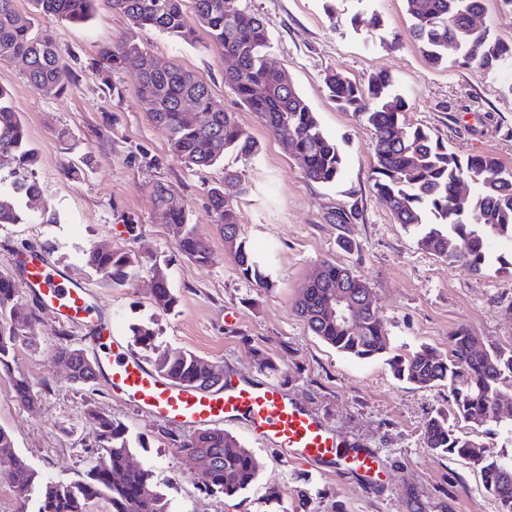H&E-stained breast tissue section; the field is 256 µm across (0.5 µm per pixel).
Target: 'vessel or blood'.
Masks as SVG:
<instances>
[{"label":"vessel or blood","instance_id":"1","mask_svg":"<svg viewBox=\"0 0 512 512\" xmlns=\"http://www.w3.org/2000/svg\"><path fill=\"white\" fill-rule=\"evenodd\" d=\"M11 277L14 285L29 289L57 318L96 324L98 340L106 350L103 370L112 390L138 409L196 429L241 421L286 458L352 473L369 485L385 480L388 470L376 451L338 436L281 387L228 374L223 388L200 390L157 374L113 336L111 323H100L85 287L46 256H20Z\"/></svg>","mask_w":512,"mask_h":512}]
</instances>
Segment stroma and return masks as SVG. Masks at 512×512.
Segmentation results:
<instances>
[{
	"label": "stroma",
	"mask_w": 512,
	"mask_h": 512,
	"mask_svg": "<svg viewBox=\"0 0 512 512\" xmlns=\"http://www.w3.org/2000/svg\"><path fill=\"white\" fill-rule=\"evenodd\" d=\"M238 8L261 17L272 40L270 62L287 69L297 90L339 146L344 170L331 185L307 181L302 163L286 153L253 112L224 84L226 63L207 36L187 44L155 29L131 27L97 0L92 19L72 25L52 17L38 20L52 32L76 73L66 94L47 97L32 87L17 63L0 59V86L20 112L39 161L41 209L54 224L32 221L0 226V272L13 256L53 243V263L85 285L112 328L132 343V327L155 329L157 344L172 353L190 351L239 377L283 385L322 417L337 435L376 449L390 481L369 488L348 474L323 473L283 458L239 422L226 431L251 448L258 479L243 495L227 499L199 490V463L174 448L170 426L112 393L105 380L75 385L64 363L54 361L58 342L49 312L26 326L16 348L15 367L38 394L30 407L18 403L0 378V428L15 450L46 477L79 479L94 460L88 407L144 436L131 460L150 469L171 512H498L480 475L455 456L427 448L422 426L432 411L450 410L444 386L419 388L395 379L380 359L345 356L313 336L294 308L302 285L322 261L336 262L365 277L390 338L392 353L407 356L426 345L449 353L458 326H468L484 344L512 347V267L493 264L481 273L451 266L395 224L371 180L373 130L329 98L325 74L342 71L367 84L386 73L407 102L406 120L429 131L461 156L489 154L512 171V93L502 77L476 67L430 66L408 34L405 0H236ZM379 14L386 30L365 26ZM130 38L148 55L171 59L195 72L215 102L235 113L257 143L254 155L229 152L223 163L198 168L174 159L164 133L148 119L135 95L138 75L124 70L113 80L123 98L102 91L91 62L99 50ZM70 133L61 142L59 130ZM91 153L84 180L67 181L64 157ZM237 171L246 188L236 202L241 233L264 264L273 286L254 288L238 273L213 226L208 190ZM162 183L187 206L190 223L210 240L208 264L182 256L154 207L149 187ZM351 212L338 222L341 211ZM136 234H129V227ZM93 244L141 249L167 262L179 302L159 311L153 279L137 270L122 287L101 286L84 267L83 250ZM283 497L269 499L270 488Z\"/></svg>",
	"instance_id": "35a3bbf8"
}]
</instances>
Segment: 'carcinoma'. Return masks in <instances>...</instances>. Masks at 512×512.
Masks as SVG:
<instances>
[{
	"label": "carcinoma",
	"instance_id": "cac0c4a2",
	"mask_svg": "<svg viewBox=\"0 0 512 512\" xmlns=\"http://www.w3.org/2000/svg\"><path fill=\"white\" fill-rule=\"evenodd\" d=\"M183 0H108L136 28H153L183 42L195 40V27L186 20ZM409 33L433 66L448 64V44L457 48L455 62L483 70L512 68V46L479 27L470 16L486 12L487 0H405ZM95 0H34L35 9L72 24L92 17ZM198 24L222 53L235 60L224 74V84L240 104L253 112L277 138L288 130L291 149L304 161L303 175L314 183L333 184L343 174V156L283 68L268 61L271 37L264 21L235 5V0H194ZM142 49L129 40L102 47L93 66L102 76L104 94L120 97L122 87L112 83V73L127 68ZM0 59L22 65L29 82L46 96H58L76 83L75 73L63 62V51L52 34L35 29L33 19L19 14L14 0H0ZM329 96L345 112L367 121L373 128V188L386 202L396 223L420 230L419 242L452 266L461 263L480 272L493 261L489 241L512 243V172L490 155L458 156L423 128L407 123V103L386 73L374 75L362 86L332 70L325 74ZM137 95L150 122L167 136L172 155L197 167L224 161L228 151L251 156L256 142L243 133L236 116L217 107L208 84L172 60L139 74ZM193 103L197 120L185 119L181 105ZM38 152L27 139L24 123L15 112L8 92L0 87V224H25L40 213L41 191L34 178ZM89 154L79 161L66 160L61 173L78 181L91 170ZM469 184L465 203L455 199L461 181ZM244 192L235 171L224 172V182L209 189L214 227L233 256L243 279L258 288L270 287L268 275L240 235L234 206ZM154 205L164 210L174 231L178 251L206 264L210 242L188 222L185 205L156 182L150 186ZM83 265L104 286L123 287L133 270L144 268L155 282V306L168 312L177 296L170 284L168 265L149 252L130 248L91 246L82 253ZM9 274L0 272V374L9 378L14 397L24 405L38 396L29 380L15 371L16 345L23 327L38 320V308L19 301L9 287ZM352 297H374L361 275L342 265L324 261L321 275L305 283L295 309L311 333L336 351L366 360L388 356L391 372L420 388L448 386L452 414L461 421H475L494 428L502 406L512 404V349L496 346L474 348L476 337L460 326L451 337L452 356L422 346L408 357L389 355L390 343L376 309L359 311L354 327L345 326L330 312L336 289ZM134 342L155 354V371L186 387L210 388L215 379L208 362L190 352L171 355L159 350L155 332L148 326L132 329ZM53 356L73 370L74 384L90 387L98 371L85 367L81 348L69 340L70 331L60 322ZM97 457L82 477L64 482L45 479L13 449L10 434L0 428V484L16 495L17 512H90V505L104 498L110 512H170L165 495L153 483L152 473L128 466L133 443L129 428L111 415L89 409ZM180 451L197 449L212 458V466L199 487L206 493L231 499L247 491L258 478L253 452L219 427L200 430L189 438L171 434ZM426 447L460 457L477 470L485 489L500 504L499 512H512V453H498L481 442L458 434L447 415L430 414L423 423Z\"/></svg>",
	"mask_w": 512,
	"mask_h": 512
}]
</instances>
